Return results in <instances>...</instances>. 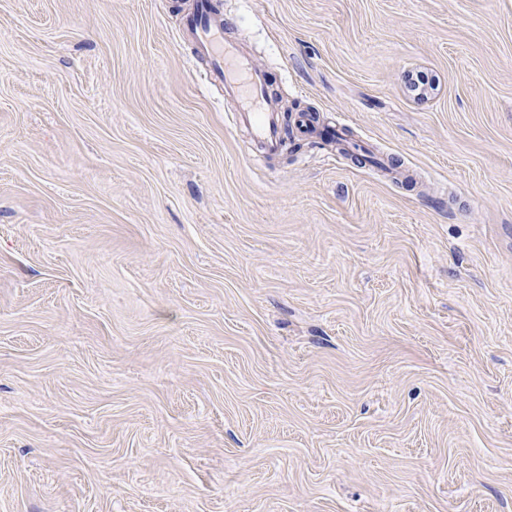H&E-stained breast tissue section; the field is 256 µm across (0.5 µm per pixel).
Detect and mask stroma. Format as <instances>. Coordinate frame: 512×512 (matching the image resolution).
<instances>
[{"mask_svg": "<svg viewBox=\"0 0 512 512\" xmlns=\"http://www.w3.org/2000/svg\"><path fill=\"white\" fill-rule=\"evenodd\" d=\"M193 2L0 0V512H512V0ZM186 22L199 53L211 61V78L224 86V99L237 103L235 122L251 128L266 154L278 153L285 141L269 97L267 72L254 66L235 43L224 38V17L212 11L210 0H197Z\"/></svg>", "mask_w": 512, "mask_h": 512, "instance_id": "1", "label": "stroma"}]
</instances>
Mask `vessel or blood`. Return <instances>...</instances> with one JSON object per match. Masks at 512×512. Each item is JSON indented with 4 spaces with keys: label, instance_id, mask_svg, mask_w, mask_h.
<instances>
[{
    "label": "vessel or blood",
    "instance_id": "b4317fda",
    "mask_svg": "<svg viewBox=\"0 0 512 512\" xmlns=\"http://www.w3.org/2000/svg\"><path fill=\"white\" fill-rule=\"evenodd\" d=\"M187 28L201 56L211 61L212 79L223 84L225 98L236 101V122L251 128L266 153H278L285 141L269 97L266 71L254 66L235 43L225 39L224 19L212 11L210 0H196Z\"/></svg>",
    "mask_w": 512,
    "mask_h": 512
}]
</instances>
